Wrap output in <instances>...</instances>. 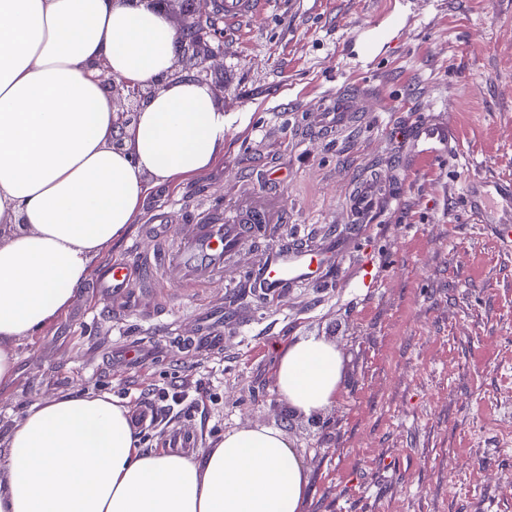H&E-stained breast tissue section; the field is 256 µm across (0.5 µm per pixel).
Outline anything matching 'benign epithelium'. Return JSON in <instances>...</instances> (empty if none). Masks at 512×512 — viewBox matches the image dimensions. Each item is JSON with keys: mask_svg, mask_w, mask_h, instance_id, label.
Wrapping results in <instances>:
<instances>
[{"mask_svg": "<svg viewBox=\"0 0 512 512\" xmlns=\"http://www.w3.org/2000/svg\"><path fill=\"white\" fill-rule=\"evenodd\" d=\"M184 4L178 14H173L172 4ZM153 4L169 16L180 33L176 49L175 74L188 73L200 83L206 81L209 63L224 58V40L221 33L199 25L208 14V0H152ZM105 87L112 93V102L117 112V123L129 126L136 120L144 102L154 89L143 88L116 77L105 79Z\"/></svg>", "mask_w": 512, "mask_h": 512, "instance_id": "7a95c632", "label": "benign epithelium"}]
</instances>
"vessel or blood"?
<instances>
[{
	"instance_id": "1",
	"label": "vessel or blood",
	"mask_w": 512,
	"mask_h": 512,
	"mask_svg": "<svg viewBox=\"0 0 512 512\" xmlns=\"http://www.w3.org/2000/svg\"><path fill=\"white\" fill-rule=\"evenodd\" d=\"M264 0H211L209 8L223 22L244 21L259 16ZM377 185L368 183L353 196L351 208L369 216L376 202ZM467 211L474 216L494 209L500 219L495 225L497 239L512 243V182L484 179L470 181L464 196ZM270 220L268 210L259 208L250 224L203 222L176 234L173 245L155 243L151 247L134 244L135 261L114 262L102 279L111 289L115 303L134 308L141 302L145 285L157 288H203L223 280L228 260L240 252L255 227ZM348 251L344 240L333 239L318 245L305 244L290 249L275 248L256 270L265 296L278 295L281 288L322 280Z\"/></svg>"
}]
</instances>
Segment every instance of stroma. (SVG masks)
<instances>
[{
  "instance_id": "35a3bbf8",
  "label": "stroma",
  "mask_w": 512,
  "mask_h": 512,
  "mask_svg": "<svg viewBox=\"0 0 512 512\" xmlns=\"http://www.w3.org/2000/svg\"><path fill=\"white\" fill-rule=\"evenodd\" d=\"M206 79L227 121L222 157L151 192L68 309L17 340L0 453L43 399L109 393L129 406L199 383L212 400L179 425L204 448L244 426L283 430L311 478L303 512H512V250L463 200L473 176L512 180V0H268L225 33ZM346 86L369 92L363 112L348 131L322 128L318 114ZM264 169L282 176L286 226L256 237L211 287L157 292L146 317L112 309L96 284L148 225L232 220L264 200ZM377 171L388 198L355 227L348 192ZM356 229L361 254L337 285L269 302L240 275L291 233L317 242ZM366 259L379 287L362 285ZM217 307L220 348L170 346V331L195 335L193 314ZM305 336L342 357L336 399L316 420L288 409L273 380L279 345ZM138 339L160 358L108 361L114 343Z\"/></svg>"
}]
</instances>
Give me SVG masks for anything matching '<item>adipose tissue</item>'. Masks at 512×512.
<instances>
[{"instance_id": "1", "label": "adipose tissue", "mask_w": 512, "mask_h": 512, "mask_svg": "<svg viewBox=\"0 0 512 512\" xmlns=\"http://www.w3.org/2000/svg\"><path fill=\"white\" fill-rule=\"evenodd\" d=\"M176 26L151 0H0V383L15 342L71 304L95 257L127 234L150 189L224 150V112L172 79ZM154 88L126 133L103 75ZM281 400L298 415L336 397L335 345L280 348ZM0 456V512H302L310 477L287 436L252 426L185 455L140 447L108 394L33 405Z\"/></svg>"}]
</instances>
